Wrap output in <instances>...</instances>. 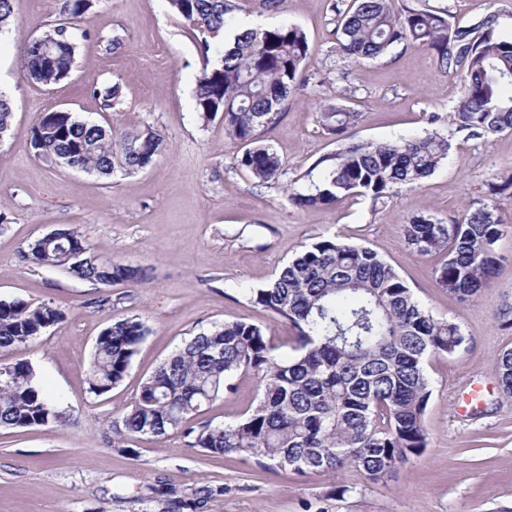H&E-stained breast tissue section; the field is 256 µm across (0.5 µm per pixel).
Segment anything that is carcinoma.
<instances>
[{
	"instance_id": "1",
	"label": "carcinoma",
	"mask_w": 512,
	"mask_h": 512,
	"mask_svg": "<svg viewBox=\"0 0 512 512\" xmlns=\"http://www.w3.org/2000/svg\"><path fill=\"white\" fill-rule=\"evenodd\" d=\"M95 0H62L60 18L22 46L25 77L51 86L75 63L80 20ZM186 33L206 54L194 94L195 110L208 118L224 113L228 137L247 145L238 164L261 184L279 178L284 161L261 143V130L283 110L301 85L309 52L297 26L248 28L231 23L235 0H166ZM336 8L337 49L355 62L378 59L400 44L434 51L439 68L457 75L463 94L450 115L448 133L434 129L395 142H351L360 113L330 105L319 113L325 134L340 143L319 157L322 178L289 199L299 208L328 206L343 197L382 203L397 185L412 187L448 158L450 137L474 139L512 130V37L498 31L488 12L473 23H452L450 10L424 4L394 13L390 0H347ZM66 36L50 63L38 39ZM101 109L120 104L119 87L93 90ZM31 147L46 160L102 175H128L150 166L164 148L151 130L116 132L66 110L39 113ZM504 220L494 205L456 224L416 216L405 240L420 255L445 253L435 269L439 287L463 301L492 284L494 245ZM57 239L39 238L25 258L41 268H63L80 280L110 285L140 283L143 272L102 258L74 228ZM250 302L289 325L292 353L280 351L267 328L246 321L216 324L192 337L140 384L116 434L160 437L179 431L188 445L208 454H239L273 471L336 473L353 465L371 480L391 473L428 445L424 416L432 396L425 361L454 355L464 342L460 326L437 318L415 298L399 273L373 249L337 237L305 248L269 283L248 294ZM63 313L45 304L0 301V350L11 351L60 322ZM149 327L137 317L118 320L98 336L88 366L90 390L101 395L125 377ZM500 387L512 392V350L496 356ZM252 374L260 397L233 422H195L203 406L233 391L232 379ZM62 421L42 393L31 363L0 367V428L24 429Z\"/></svg>"
}]
</instances>
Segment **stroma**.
<instances>
[{"instance_id": "35a3bbf8", "label": "stroma", "mask_w": 512, "mask_h": 512, "mask_svg": "<svg viewBox=\"0 0 512 512\" xmlns=\"http://www.w3.org/2000/svg\"><path fill=\"white\" fill-rule=\"evenodd\" d=\"M332 0H285L276 13L241 0L238 22L253 27L295 25L307 35L305 84L262 138L283 159L278 181L258 185L241 168L243 147L225 133L224 115L196 112V80L204 57L165 0H97L81 24L76 64L59 84L29 82L20 47L58 15L59 0H17L8 31L0 34V93L12 103L11 127L0 139V301L22 300L61 310L62 320L26 347L0 351V365L24 358L62 422L34 429H0V512H177L196 489L216 488L197 512H306L332 486L351 487L337 512H512V397L493 372L495 357L512 349V329L496 314L512 303V197H490L491 177L512 175V131L486 139L458 132L447 160L416 188H396L387 203L346 198L301 209L293 190L318 180L314 162L336 152L318 123L325 103L350 106L361 118L358 141L387 142L439 129L462 95L455 74L440 70L433 51L394 47L364 63L336 51ZM450 9L459 25L487 12L512 36V0H427ZM119 50L106 52L108 39ZM121 88L119 111H101L93 88ZM356 89L344 94L345 86ZM63 109L119 129L152 127L167 149L127 176L64 168L35 155L31 129L39 112ZM497 205L506 221L495 244L500 265L493 285L470 302L439 288V255L421 256L404 237L409 219L443 223ZM76 227L101 254L146 272L142 283L95 285L62 269L23 260L30 242L52 229ZM368 246L390 263L416 299L457 323L466 338L455 355L425 363L433 394L425 415L428 446L382 479L358 468L333 474L273 473L254 459L207 454L180 432L123 439L114 423L128 410L142 380L191 337L213 325L243 320L269 328L276 339L291 331L251 304L245 289L264 287L305 246L326 237ZM105 297L99 307L95 298ZM135 316L150 333L128 372L111 391L95 395L87 381L96 338L113 322ZM203 420L220 425L257 403L253 375L234 378Z\"/></svg>"}]
</instances>
